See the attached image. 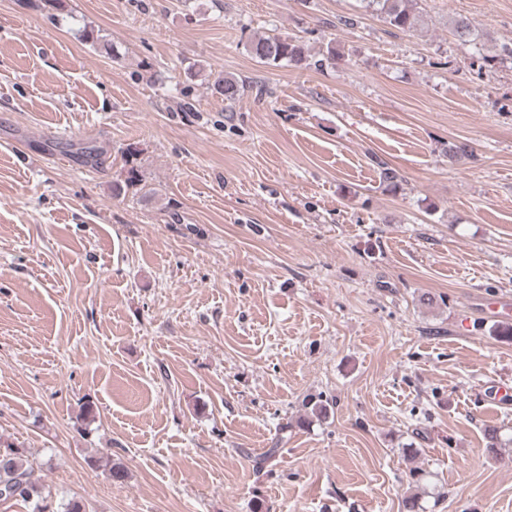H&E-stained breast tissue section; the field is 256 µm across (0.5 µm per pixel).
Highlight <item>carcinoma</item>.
<instances>
[{
    "mask_svg": "<svg viewBox=\"0 0 512 512\" xmlns=\"http://www.w3.org/2000/svg\"><path fill=\"white\" fill-rule=\"evenodd\" d=\"M365 8L379 14L392 28L409 32L420 21L417 0H361ZM452 34L457 41L474 48L472 57L477 63V73L483 74L494 68V62L501 57L512 58V47H502V54H484L476 49L480 35L465 19L453 21ZM249 53L263 64L299 63L304 60L305 48L296 40L282 34L258 36L251 40ZM215 90L224 96V100L233 103L244 93L247 85L232 76H224L214 84ZM32 468L27 451L12 443L0 441V494L5 492L13 496V501L29 505L31 512H50L48 499L51 490L31 479Z\"/></svg>",
    "mask_w": 512,
    "mask_h": 512,
    "instance_id": "cac0c4a2",
    "label": "carcinoma"
}]
</instances>
